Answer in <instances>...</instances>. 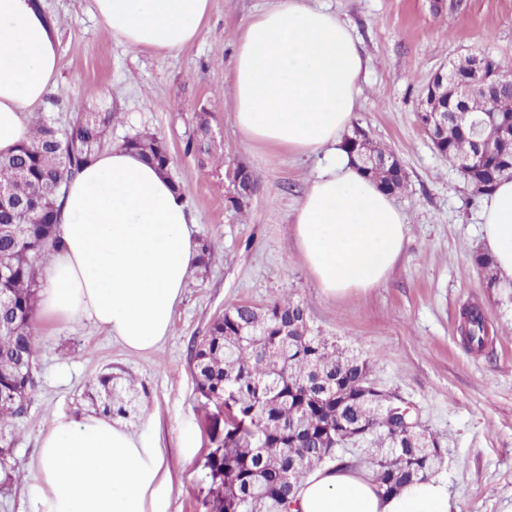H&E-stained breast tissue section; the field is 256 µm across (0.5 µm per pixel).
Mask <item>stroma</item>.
<instances>
[{
    "mask_svg": "<svg viewBox=\"0 0 512 512\" xmlns=\"http://www.w3.org/2000/svg\"><path fill=\"white\" fill-rule=\"evenodd\" d=\"M40 2L58 30L61 66L37 115L64 128L79 113L109 112L113 144L141 132L160 137L170 177L197 216L193 237L212 250L192 268L171 331L151 350L129 352L86 322L37 325L35 387L14 430L0 512H32L43 431L56 415L92 413L89 386L109 369L134 379L141 395L124 425L165 450L167 512H204L211 444L191 351L225 311L286 294L322 336L365 359L378 386L419 410L441 446L435 477L451 512H512V294L489 287L474 264L481 206L418 119L428 83L450 61L485 55L512 72V0H317L367 57L354 127L407 173L393 196L409 219L404 253L383 283L344 300L321 295L295 245L292 216L318 158L245 144L234 127L236 36L275 0H210L201 37L173 54L127 49L101 28L93 0ZM202 116L215 133L208 159L186 148ZM241 165L255 180L246 198L232 182ZM468 305L489 326L480 352L458 330Z\"/></svg>",
    "mask_w": 512,
    "mask_h": 512,
    "instance_id": "stroma-1",
    "label": "stroma"
}]
</instances>
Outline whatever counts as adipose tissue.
<instances>
[{
  "mask_svg": "<svg viewBox=\"0 0 512 512\" xmlns=\"http://www.w3.org/2000/svg\"><path fill=\"white\" fill-rule=\"evenodd\" d=\"M104 31L130 50L173 53L197 40L210 0H93ZM367 60L336 14L276 0L239 32L230 74L244 143L317 156L294 212L304 265L341 299L381 284L400 258L406 215L345 150ZM57 29L38 0H0V153L30 138L29 112L55 89ZM192 209L169 174L135 151L102 150L59 199V248L45 268L39 316L90 322L133 353L168 334L197 262ZM481 246L512 291V180L484 198ZM32 512H165L164 452L107 415L55 417L42 435ZM289 512H450L435 478L384 495L363 470L324 466Z\"/></svg>",
  "mask_w": 512,
  "mask_h": 512,
  "instance_id": "ef3b65f1",
  "label": "adipose tissue"
}]
</instances>
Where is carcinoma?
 <instances>
[{
    "label": "carcinoma",
    "instance_id": "obj_1",
    "mask_svg": "<svg viewBox=\"0 0 512 512\" xmlns=\"http://www.w3.org/2000/svg\"><path fill=\"white\" fill-rule=\"evenodd\" d=\"M491 106L512 118V81L491 93L466 100L471 112ZM112 113L90 112L60 131L42 118L32 121V138L14 153L0 155V187L10 190L0 203V474L11 480L13 428L28 411L34 387L29 367L37 358L33 319L37 310L40 268L59 245L57 201L67 183L106 144ZM201 122L188 148L212 154ZM478 155L468 135L448 130L438 151L454 163L473 157L464 174L473 196L483 197L511 173L497 172L512 158V144L495 139ZM347 149L371 156L389 154L359 133L346 138ZM124 146L159 169L170 165L163 141L135 134ZM400 193L407 180L384 168L370 175ZM462 331L469 343L483 348L488 335L477 308L468 310ZM193 374L205 405L224 415V430L215 425L207 455L210 480L204 501L208 512H268L277 502L285 512L301 479L312 470L349 463L365 471L379 489L391 495L430 477L442 456L417 448V437L384 407L357 399L342 403L371 380L367 363L329 343L310 327L306 309L283 297L257 312L242 304L217 317L195 348ZM138 390L127 379L104 372L89 394L96 409L125 416L134 408ZM360 435L353 436V431Z\"/></svg>",
    "mask_w": 512,
    "mask_h": 512
}]
</instances>
